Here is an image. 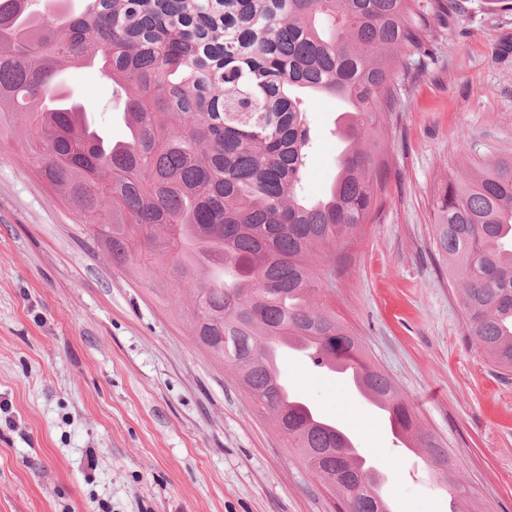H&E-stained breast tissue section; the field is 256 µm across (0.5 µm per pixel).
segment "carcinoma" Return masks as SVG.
<instances>
[{"label": "carcinoma", "mask_w": 512, "mask_h": 512, "mask_svg": "<svg viewBox=\"0 0 512 512\" xmlns=\"http://www.w3.org/2000/svg\"><path fill=\"white\" fill-rule=\"evenodd\" d=\"M461 0H0V134L20 122L29 163L118 267L186 294L193 342L228 365L305 468L348 512H391L344 429L283 399L280 351L357 373L360 394L410 427L470 512L458 464L394 381L319 302L318 268L367 223L384 163L375 106L395 68ZM102 59L135 134L112 150L74 119L68 69ZM347 106L336 177L298 196L310 144L297 92ZM435 245L459 283L469 341L512 375V156L471 160L436 201Z\"/></svg>", "instance_id": "carcinoma-1"}]
</instances>
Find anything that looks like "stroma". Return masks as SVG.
Here are the masks:
<instances>
[{
    "label": "stroma",
    "instance_id": "1",
    "mask_svg": "<svg viewBox=\"0 0 512 512\" xmlns=\"http://www.w3.org/2000/svg\"><path fill=\"white\" fill-rule=\"evenodd\" d=\"M68 82L97 104L106 135L126 138L97 69L73 68ZM393 83L395 102L376 114L385 191L343 261L324 267L325 300L457 458L476 512H512V376L468 340L434 243L435 201L460 163L512 154V10L462 0ZM302 108L310 199L336 174L338 112L320 94ZM179 309L73 223L30 171L19 131L0 137V512H335ZM279 370L386 472L396 512H448L425 454L397 446L345 376L290 350Z\"/></svg>",
    "mask_w": 512,
    "mask_h": 512
}]
</instances>
